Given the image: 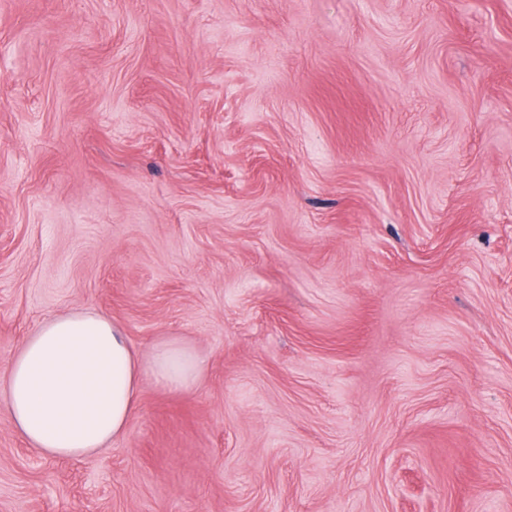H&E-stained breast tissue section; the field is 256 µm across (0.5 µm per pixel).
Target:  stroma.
<instances>
[{
  "instance_id": "1",
  "label": "stroma",
  "mask_w": 512,
  "mask_h": 512,
  "mask_svg": "<svg viewBox=\"0 0 512 512\" xmlns=\"http://www.w3.org/2000/svg\"><path fill=\"white\" fill-rule=\"evenodd\" d=\"M72 310L208 373L0 512H512V0H0V374Z\"/></svg>"
}]
</instances>
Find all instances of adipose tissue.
I'll return each mask as SVG.
<instances>
[{
    "mask_svg": "<svg viewBox=\"0 0 512 512\" xmlns=\"http://www.w3.org/2000/svg\"><path fill=\"white\" fill-rule=\"evenodd\" d=\"M205 359L171 337L132 346L101 313L71 311L45 319L11 356L0 409L44 456L87 458L123 437L143 382L170 392L196 388Z\"/></svg>",
    "mask_w": 512,
    "mask_h": 512,
    "instance_id": "obj_1",
    "label": "adipose tissue"
}]
</instances>
